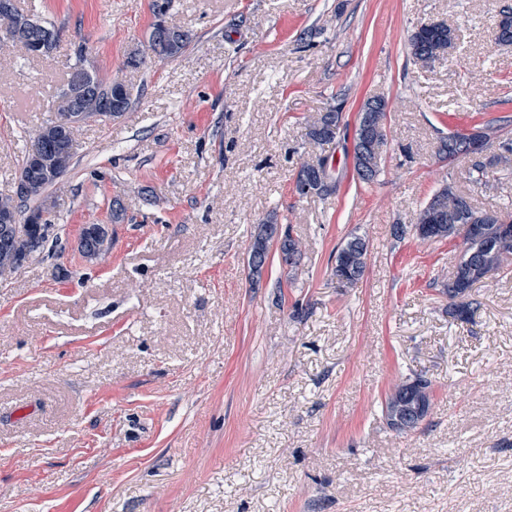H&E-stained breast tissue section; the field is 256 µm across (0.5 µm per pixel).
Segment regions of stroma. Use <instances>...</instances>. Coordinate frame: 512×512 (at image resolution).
Here are the masks:
<instances>
[{"mask_svg": "<svg viewBox=\"0 0 512 512\" xmlns=\"http://www.w3.org/2000/svg\"><path fill=\"white\" fill-rule=\"evenodd\" d=\"M62 27L52 57L0 50V194L54 112L74 43L132 91L124 117L79 132L48 192L45 249L0 283V512H512V265L478 282L469 322L442 292L460 246L411 225L449 184L512 215V164L477 178L442 139L512 143V0H173L195 39L132 68L152 0H16ZM439 21L448 56L417 64L409 38ZM387 102L381 172L354 175L358 114ZM342 107L341 130L308 125ZM322 155L335 192L298 195ZM125 210L112 221V203ZM303 244L248 281L253 224L269 212ZM108 223L97 260L82 225ZM367 235V268L340 288L332 257ZM432 383L428 417L390 430L381 402ZM341 107H332L309 124L308 139L314 145L330 144L340 133ZM109 242V234L106 230H97L95 233H81L79 236L78 250L82 256L88 255L93 259L101 254Z\"/></svg>", "mask_w": 512, "mask_h": 512, "instance_id": "stroma-1", "label": "stroma"}]
</instances>
